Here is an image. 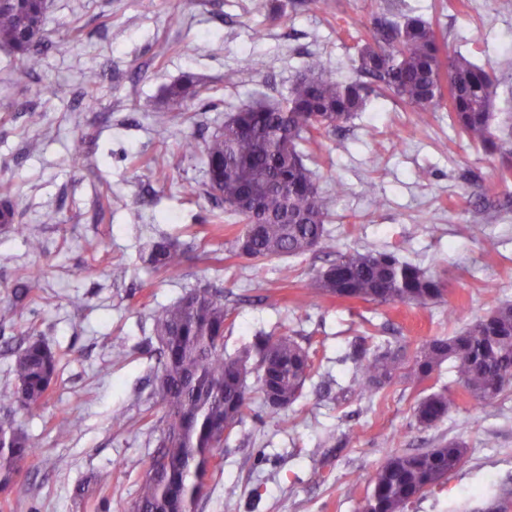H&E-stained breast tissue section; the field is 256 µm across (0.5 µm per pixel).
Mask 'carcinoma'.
Returning <instances> with one entry per match:
<instances>
[{
	"instance_id": "cac0c4a2",
	"label": "carcinoma",
	"mask_w": 512,
	"mask_h": 512,
	"mask_svg": "<svg viewBox=\"0 0 512 512\" xmlns=\"http://www.w3.org/2000/svg\"><path fill=\"white\" fill-rule=\"evenodd\" d=\"M46 12V0H0V46L10 49L16 69L30 75L40 71L48 49L42 41ZM357 63L367 81L346 83L328 74L321 59H312L284 102L243 104L224 122V130L205 142L209 192L219 195L228 217L241 224L228 240V252L255 261L308 252L336 256L316 272L313 287L303 295L310 305L322 297L420 306L441 303L444 281L417 264L389 252L336 255L325 227L330 199L323 195L299 146L348 121L373 95L402 102L421 121L446 98L448 119L458 135L496 153L503 149L501 134H512L509 121L496 123L497 81L467 56L443 54L432 22L411 12L379 23L372 39L359 46ZM101 81L97 70L84 73L85 106L94 104ZM202 94L198 80L185 75L169 87L167 100L179 108ZM248 191L261 193L264 210L274 215V221L254 224L235 207ZM184 259V252L165 238L154 241L142 256L148 267L171 273ZM38 288L40 277L30 274L15 297L24 300ZM228 315L223 297L207 288L193 289L154 313L161 344L156 381L162 415L156 425L157 449L132 512H193L203 497L207 467L224 448V427L234 432L250 410L248 375H256L264 396L267 383L273 384L276 400L265 402L270 416L278 419L297 401L312 374L309 349L291 336H257L241 354L225 356ZM350 359L355 366L353 390L360 396L375 393L398 375L422 383L446 364L457 385L483 407L496 408L512 387V304L492 308L461 334L424 339L410 353L404 346L360 344ZM58 365L48 344L29 336L14 352L10 399L27 411L43 406ZM455 408L453 392L444 386L416 404L415 424L433 427ZM466 453L465 442L453 438L432 448L388 454L371 478L359 512H406L415 500L445 484ZM35 455L20 424L12 419L0 422L1 492L19 501L31 495V483L20 476Z\"/></svg>"
}]
</instances>
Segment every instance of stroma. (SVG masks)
I'll return each mask as SVG.
<instances>
[{
    "label": "stroma",
    "instance_id": "1",
    "mask_svg": "<svg viewBox=\"0 0 512 512\" xmlns=\"http://www.w3.org/2000/svg\"><path fill=\"white\" fill-rule=\"evenodd\" d=\"M50 0L43 40L50 50L37 76L15 69L0 47V200L14 205L0 226V309L18 280L42 277V290L0 321V420L13 415L37 453L23 469L35 486L28 499L0 512H131L157 445L155 393L159 344L152 316L194 288L221 293L230 311L224 352L235 355L261 332L295 337L316 370L282 422L267 416L260 393L212 468L195 512H357L390 449L428 448L462 438L464 465L408 512H487L503 501L512 512V389L484 411L462 388L458 407L436 426L417 428L413 408L432 388L453 386L448 372L415 384L402 377L376 395L337 399L350 371L338 358L356 337L412 346L451 336L501 303H512V177L501 156L460 139L447 107L419 121L395 100L376 99L323 136L312 166L331 198L328 233L337 253L379 250L419 264L447 286L427 308L302 294L327 259L320 254L253 261L223 252L233 233L224 205L207 193L203 152L183 151L222 130L242 104L283 101L311 58L329 73L358 80L356 38L379 16L412 9L432 21L447 53L493 68L495 109L512 113V0ZM170 53L154 57L155 41ZM257 57L262 68L247 66ZM104 74L97 103L78 105L82 74ZM201 81L205 105L176 111L166 89L183 75ZM35 108L42 126L28 125ZM166 120L167 139L155 129ZM430 170L422 181L420 170ZM195 186L197 195H183ZM59 211L61 223L42 221ZM176 215L173 223L166 214ZM42 239L29 252L25 234ZM165 236L186 253L178 274L145 267L142 249ZM456 316H449V308ZM41 336L60 358L49 401L10 409L12 351L25 334ZM124 413L129 424L116 426ZM71 433L61 428L72 419ZM336 445L324 447L326 433ZM358 440H351V433ZM398 434L394 447L386 438ZM112 482L79 496L98 472Z\"/></svg>",
    "mask_w": 512,
    "mask_h": 512
}]
</instances>
